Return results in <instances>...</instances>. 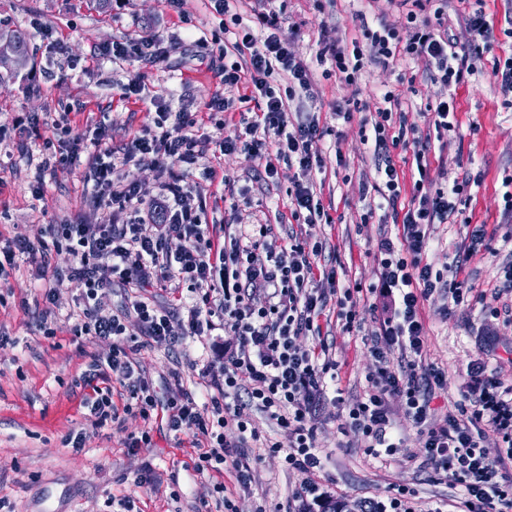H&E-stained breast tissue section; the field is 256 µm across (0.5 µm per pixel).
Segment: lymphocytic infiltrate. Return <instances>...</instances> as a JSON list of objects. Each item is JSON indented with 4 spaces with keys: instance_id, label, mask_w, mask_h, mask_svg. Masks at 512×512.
<instances>
[{
    "instance_id": "obj_1",
    "label": "lymphocytic infiltrate",
    "mask_w": 512,
    "mask_h": 512,
    "mask_svg": "<svg viewBox=\"0 0 512 512\" xmlns=\"http://www.w3.org/2000/svg\"><path fill=\"white\" fill-rule=\"evenodd\" d=\"M229 2L213 0L214 10L229 16L233 27L223 48L224 55L233 58L224 70V84L241 90V102L259 104L243 133L212 140L200 133L202 121L196 113L172 112L160 105L151 119L152 129L119 151L111 148V129L103 122L94 129L92 150L75 144L61 151L53 141L43 143L47 155L39 164L33 194L43 192L45 172L80 163L94 201L115 216L106 224L48 227L53 249L76 260L70 280L83 305L80 332L112 342L111 354L92 357L82 374L89 389L82 400L88 418L97 427L119 422L109 386L118 381L144 423L159 415L168 432L190 436L197 473L228 471L245 489L252 478V461L244 452L254 436L251 412L260 410L288 431V444L270 439L265 446L269 453L282 454L287 468L303 473L298 498L320 501L325 497L319 483L323 463L314 420L329 385L338 379V366L320 339L319 319L333 301L345 330H353L360 303L380 290L391 296L392 304L371 339L370 352L379 367L369 377L364 396L347 405L346 425L362 434L369 455H392L397 442L387 398L398 395L408 417L427 435V465L463 487L457 512H512V382L502 379L498 369L476 363L468 381L459 386L457 400L449 405L444 425L434 428L428 423L430 404L436 392L447 390L448 377L423 358L427 337L422 307L435 293L445 296L450 306H462L472 291L461 277V256H454L444 270L428 262L429 228L457 213V198L466 185H436L427 148L418 142L413 156L419 178L410 201L402 202L404 174L391 154L402 141L390 133L391 106L398 101L393 91L381 95L369 134L378 158L375 190L384 209L402 214L395 237L377 242V282L340 285L335 268L320 262L322 245L310 243L301 233L288 234L282 243L270 240L264 224L228 233L223 225L203 223L202 207L191 206L177 163L195 162L210 151L221 154L241 147L258 152L271 145L277 158L296 164L302 174L294 183L293 218L310 224L325 214L306 181L322 167L324 131L317 119L294 121L288 115L290 101L311 88L308 68L283 35L274 0H265V8L249 24L230 14ZM400 2L408 7L409 38H401L397 28L386 23L373 28L360 12L356 19L364 43L323 44L318 59L331 60L337 78L348 83L356 81L368 58L386 65L424 59L431 81L448 88L476 72L477 62L496 39L484 10L460 16L466 33L460 42L448 33V0ZM429 8L434 11L430 20L423 16ZM171 44L170 38L156 33L113 43L101 55L115 61L143 55L161 63ZM282 71L290 82L280 94L271 81ZM132 161L160 173L155 196L146 197L141 186L120 179L119 165ZM124 213L129 216L125 222L120 219ZM112 288L122 290L124 299L105 315L98 308L99 294ZM155 288L166 292L167 303L153 299ZM259 293L264 296L260 306L253 302ZM132 317L141 323L149 344L169 350L210 335L220 325L235 336V344L224 348L221 370L208 366L200 374L206 402L197 403L195 393L179 380L171 385L166 403L158 402L134 347L124 343L125 322ZM303 336L311 337L310 345L300 344ZM395 353L400 362L394 367L390 357ZM231 420L240 433L234 444L224 437ZM491 435L499 448L494 458L485 445Z\"/></svg>"
}]
</instances>
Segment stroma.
I'll return each instance as SVG.
<instances>
[{"label":"stroma","mask_w":512,"mask_h":512,"mask_svg":"<svg viewBox=\"0 0 512 512\" xmlns=\"http://www.w3.org/2000/svg\"><path fill=\"white\" fill-rule=\"evenodd\" d=\"M283 31L311 73L313 98L297 99L301 111L313 113L327 136L321 142L323 169L313 174L314 192L331 223L306 224L310 241L323 246L326 260L335 261L340 282L374 281L376 243L393 219L377 209L379 200L372 145L364 143L360 127L369 121L381 91L398 96L395 112L405 113L417 126L416 138L429 142L433 178L468 180L461 209L472 223L485 225L486 249L467 264L473 288L470 305L447 309L445 299L432 295L422 309L426 360L448 376L447 391L436 394L431 422H444L451 400L466 381L471 366L484 361L512 376V322L493 317L506 301L497 288L501 266L512 255V213L504 208L505 179L512 178V106L489 72L512 39L502 31L512 23V0H484V9L500 36L480 63L456 89L459 126L447 142L435 140L432 128L417 113L442 93L426 76V63L383 66L366 62L356 83L325 76L316 59L320 43L359 37L357 12L369 19L397 23L401 11L393 0H285ZM0 19L27 31L33 60L0 87V243L15 236L31 243L46 241L50 224H105L112 215L91 199L84 172L57 170L46 179L41 195L32 183L42 159L38 141L20 138L14 125L19 116L34 115L44 124V136L68 146L89 142L92 129L106 122L113 145L143 134L151 124L152 96L169 97L172 111L202 112L214 93L229 102L202 127L212 140L233 134L246 112L237 91L226 90L220 74L224 58L218 40L224 35L222 17L208 0H183L174 9L168 0H112L100 12L92 0H0ZM163 31L172 38L170 55L156 65L145 58L112 63L99 50L112 42ZM140 78V101L125 99L122 88ZM351 105L350 119L336 108ZM266 154L240 149L220 157L205 156L181 164L192 202H205L207 221L234 226L269 224L283 237L293 224L290 196L298 178L296 167L279 161L267 177ZM428 261L435 268L451 262L456 250L468 246L466 225L451 219L430 228ZM389 304L386 296L361 303L353 332H346L337 308L319 320L321 334L339 367V386L349 402L359 400L367 379L377 370L368 343L378 332ZM78 290L61 280L53 302H45L38 266L20 257L8 276L0 278V512H123L117 499L134 496L138 512H217L215 482L233 487L234 480L200 475L189 469L190 448L177 447L172 434L152 430L153 445L130 453L126 440L144 422L138 412L122 414L121 424L92 426L80 401L77 382L90 356H108L111 341L76 334L80 323ZM136 359L155 386L159 399L168 396L172 373L193 386L207 359L201 345L187 342L179 353L141 344ZM391 417L404 439L402 448L386 459L369 456L356 432L333 400H326L316 420L319 448L327 460L321 483L330 498L350 505L364 498L379 501L409 488L416 502L432 512L460 497V485L428 469L425 436L405 416L398 396L388 398ZM84 430L82 452H72L64 440L70 431ZM253 457L248 490L232 496L237 512H310L294 500L304 476L285 469L275 455L248 451ZM151 464L157 476L151 486L136 487L141 464Z\"/></svg>","instance_id":"stroma-1"}]
</instances>
